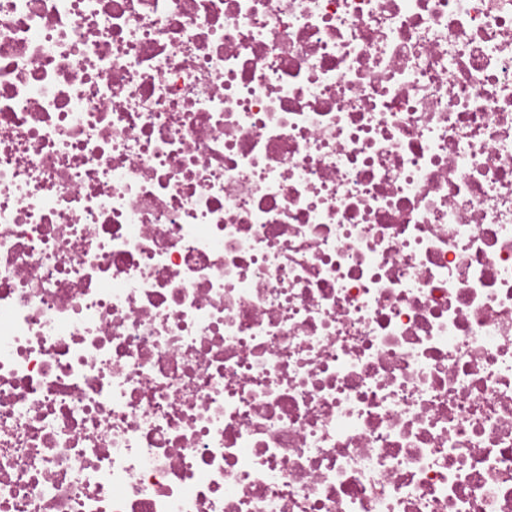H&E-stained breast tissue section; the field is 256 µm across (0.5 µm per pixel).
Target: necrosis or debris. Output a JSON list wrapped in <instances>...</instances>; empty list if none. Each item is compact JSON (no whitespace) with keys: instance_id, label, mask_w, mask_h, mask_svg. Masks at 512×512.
Wrapping results in <instances>:
<instances>
[{"instance_id":"obj_1","label":"necrosis or debris","mask_w":512,"mask_h":512,"mask_svg":"<svg viewBox=\"0 0 512 512\" xmlns=\"http://www.w3.org/2000/svg\"><path fill=\"white\" fill-rule=\"evenodd\" d=\"M0 512H512V0H0Z\"/></svg>"}]
</instances>
